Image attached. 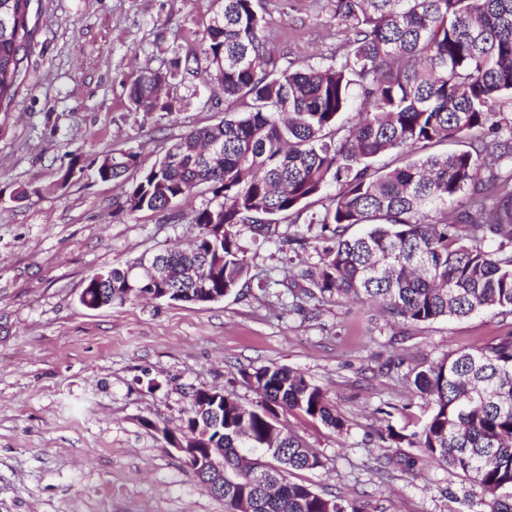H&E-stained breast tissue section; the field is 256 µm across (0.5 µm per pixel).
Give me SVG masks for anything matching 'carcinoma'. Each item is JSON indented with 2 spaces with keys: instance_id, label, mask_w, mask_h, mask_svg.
Listing matches in <instances>:
<instances>
[{
  "instance_id": "obj_1",
  "label": "carcinoma",
  "mask_w": 512,
  "mask_h": 512,
  "mask_svg": "<svg viewBox=\"0 0 512 512\" xmlns=\"http://www.w3.org/2000/svg\"><path fill=\"white\" fill-rule=\"evenodd\" d=\"M193 55L211 70L212 92L242 107L224 121L186 133L144 167L134 151L103 153L89 166L73 153L55 183L132 180L117 210H169L207 187L193 211L198 234L163 250L170 282L130 265L94 274L86 284L123 305L159 293L171 302L206 304L232 293L249 272L240 227L281 245L309 244L301 231L274 236L273 217L299 223L307 202L334 187L317 220L320 263L301 277L309 297L379 303L394 320L421 324L487 310L512 313V174L479 173L512 160L496 101L512 100V0H332L347 52L335 66L283 68L265 35L256 0H219ZM29 0H0V111L26 49ZM176 57L146 70L129 100L142 112H173L162 88L180 69ZM361 107L348 119L352 100ZM443 142L462 148L436 154ZM394 151L406 162L377 167ZM354 225L366 229L346 235ZM498 243L494 250L488 244ZM192 264L195 282L178 268ZM261 391L252 406L224 393L214 413L198 415L208 390L192 394L180 435L210 428L224 449V512L253 498L252 512H371L365 500L325 496L289 480L323 467L317 453L279 426L277 409L295 410L334 432L348 429L327 393L277 365L250 374ZM431 404L419 430L387 428L479 488L478 512H512V330L471 350H451L412 375Z\"/></svg>"
}]
</instances>
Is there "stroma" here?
Here are the masks:
<instances>
[{"label":"stroma","mask_w":512,"mask_h":512,"mask_svg":"<svg viewBox=\"0 0 512 512\" xmlns=\"http://www.w3.org/2000/svg\"><path fill=\"white\" fill-rule=\"evenodd\" d=\"M281 64L328 66L346 52L330 0H258ZM214 0H31L29 47L0 125V512H224L165 449L190 395L218 388L259 401L254 368L276 364L324 389L345 418L336 433L297 412L280 424L322 468L293 473L317 492L367 500L373 512H474L477 490L408 444L430 404L405 374L448 351L512 329L486 311L418 326L358 303L293 294L315 251L295 254L242 229L250 273L232 294L195 305L137 301L100 309L80 296L93 274L175 247L197 232L191 210L116 214L118 182L53 185L73 151L144 165L189 130L224 117L204 65L189 63L165 94L174 112H139L128 98L142 71L166 69L194 47ZM27 189L30 196L17 200Z\"/></svg>","instance_id":"stroma-1"}]
</instances>
